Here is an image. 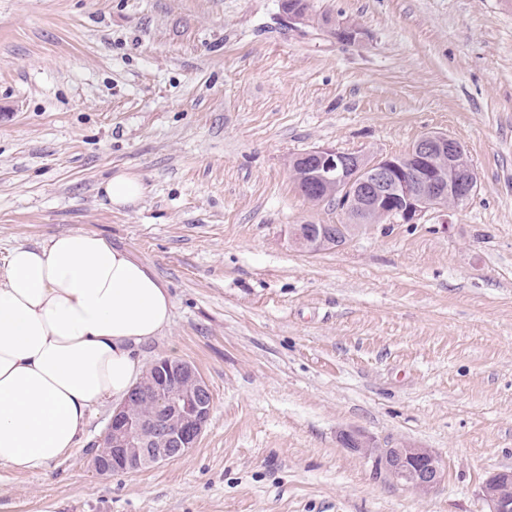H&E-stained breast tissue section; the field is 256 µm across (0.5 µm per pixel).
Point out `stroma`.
Returning <instances> with one entry per match:
<instances>
[{
  "mask_svg": "<svg viewBox=\"0 0 512 512\" xmlns=\"http://www.w3.org/2000/svg\"><path fill=\"white\" fill-rule=\"evenodd\" d=\"M280 0H0V261L82 230L149 264L174 301L143 361L193 364L213 397L182 458L87 466L111 407L46 468H0V512H486L512 470V0H309L363 42L286 29ZM458 141L480 188L416 224H340L288 161L313 147ZM148 191L112 209L101 184ZM435 451L431 495L345 447ZM103 191L113 207L124 208L136 205L145 196L147 187L139 175L120 171L103 183ZM302 225H295L291 232L292 241L309 253H317L324 249L337 247L345 243L346 224H321L316 235L305 236ZM486 512H512V472L494 473L482 489Z\"/></svg>",
  "mask_w": 512,
  "mask_h": 512,
  "instance_id": "obj_1",
  "label": "stroma"
}]
</instances>
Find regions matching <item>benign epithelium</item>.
<instances>
[{"mask_svg": "<svg viewBox=\"0 0 512 512\" xmlns=\"http://www.w3.org/2000/svg\"><path fill=\"white\" fill-rule=\"evenodd\" d=\"M321 29L348 43L364 37V30L349 20L331 19ZM462 153L461 145L448 135L431 132L400 156L350 155L331 147H314L302 157L317 159L318 167L310 176L333 189L344 214L373 208L383 219L398 215L400 223L415 224L427 211L447 208L448 197H455L460 205L477 191L474 168H460L455 162ZM438 154L448 155V166H436L434 158ZM291 238L307 252L317 253L344 244L345 225L323 224L317 234L307 236L297 225ZM145 376L146 383H137L112 409L106 432L108 453L89 458V466L99 475L174 462L196 447L209 421L212 395L191 363L163 358L151 364ZM143 393L154 405L150 416L135 409V401ZM342 441L351 450L374 457L377 470L385 478L420 494L431 493L445 478L442 459L427 448L406 441L383 448L373 438L352 432L343 434ZM482 497L486 512H512V472L491 475Z\"/></svg>", "mask_w": 512, "mask_h": 512, "instance_id": "1", "label": "benign epithelium"}]
</instances>
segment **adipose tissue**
I'll list each match as a JSON object with an SVG mask.
<instances>
[{"label":"adipose tissue","mask_w":512,"mask_h":512,"mask_svg":"<svg viewBox=\"0 0 512 512\" xmlns=\"http://www.w3.org/2000/svg\"><path fill=\"white\" fill-rule=\"evenodd\" d=\"M172 309L151 267L98 234L11 249L0 277V467L39 470L75 448L95 407L140 379L141 348Z\"/></svg>","instance_id":"adipose-tissue-1"}]
</instances>
